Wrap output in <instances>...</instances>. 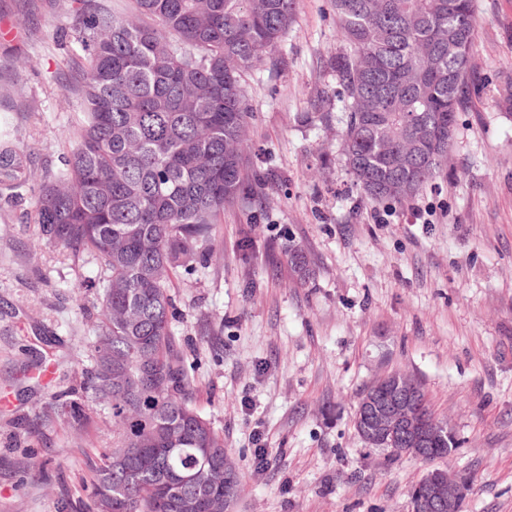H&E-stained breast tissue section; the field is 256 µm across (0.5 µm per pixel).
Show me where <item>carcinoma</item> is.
<instances>
[{"instance_id": "1", "label": "carcinoma", "mask_w": 512, "mask_h": 512, "mask_svg": "<svg viewBox=\"0 0 512 512\" xmlns=\"http://www.w3.org/2000/svg\"><path fill=\"white\" fill-rule=\"evenodd\" d=\"M334 0L342 49L331 56L336 96L349 119L344 162L378 159L431 127L456 123L469 99L476 27L473 0ZM295 0H81L73 31L83 55L68 92L81 112L61 132L67 145L56 167L35 168L30 154L0 138V196L29 201L37 245L73 259L87 255L103 275L96 289L98 332L94 393L112 390V448L102 452L84 491L88 512H210V489L186 477L212 461L236 489L241 477L224 436L191 401L185 361L174 348L169 294L178 269L202 253L224 205L245 193L244 139L250 114L243 77L288 31ZM454 60L448 75V60ZM455 110L448 111V92ZM448 158L415 174L406 195L370 191L375 202L402 201L431 181ZM130 383H108L98 352ZM87 405L64 400L60 419L82 423Z\"/></svg>"}]
</instances>
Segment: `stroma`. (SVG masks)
I'll list each match as a JSON object with an SVG mask.
<instances>
[{
  "instance_id": "obj_1",
  "label": "stroma",
  "mask_w": 512,
  "mask_h": 512,
  "mask_svg": "<svg viewBox=\"0 0 512 512\" xmlns=\"http://www.w3.org/2000/svg\"><path fill=\"white\" fill-rule=\"evenodd\" d=\"M474 4L472 95L448 161L399 203L365 199L342 160L332 0H296L287 34L244 78L250 189L170 290L193 403L244 484L231 512H412L411 484L436 468L467 477L461 512H512V114L499 105L512 82V0ZM79 6L0 0V75L22 90L0 98V133L40 163L65 152L56 132L79 111L66 84L81 50L57 41ZM32 55L39 67L22 69ZM321 90L326 117L302 123ZM25 213L0 200V512H60L84 499L89 459L112 446L107 400L90 399L78 428L57 415L85 395L94 364L96 296L73 286L101 269L34 247ZM391 373L413 375L452 429L447 457L395 458L360 438L358 398ZM34 452L54 466L30 473Z\"/></svg>"
}]
</instances>
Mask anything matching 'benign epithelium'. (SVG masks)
I'll use <instances>...</instances> for the list:
<instances>
[{
	"instance_id": "1",
	"label": "benign epithelium",
	"mask_w": 512,
	"mask_h": 512,
	"mask_svg": "<svg viewBox=\"0 0 512 512\" xmlns=\"http://www.w3.org/2000/svg\"><path fill=\"white\" fill-rule=\"evenodd\" d=\"M437 143L428 144L419 138L401 149L395 166L411 172ZM420 384L401 374L387 384L370 387L360 398L356 411V429L360 438L373 448H400L412 457L427 458L436 451V444L446 440L451 431L444 422L423 414L418 403ZM467 492L466 480L445 470L429 472L410 490L414 512H459Z\"/></svg>"
}]
</instances>
